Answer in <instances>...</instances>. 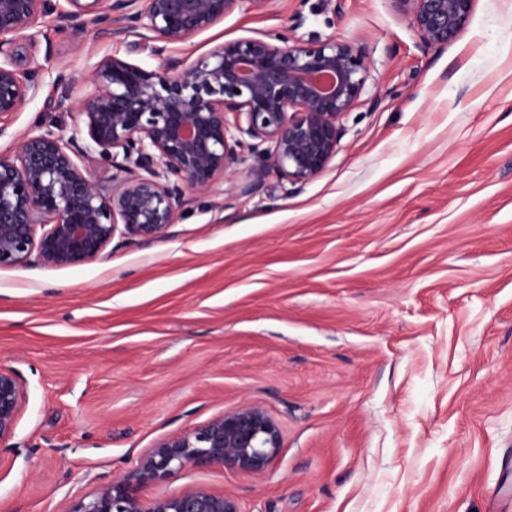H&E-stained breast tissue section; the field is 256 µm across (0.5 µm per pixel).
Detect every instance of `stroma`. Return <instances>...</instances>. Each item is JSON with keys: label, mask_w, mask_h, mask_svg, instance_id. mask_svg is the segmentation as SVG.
<instances>
[{"label": "stroma", "mask_w": 512, "mask_h": 512, "mask_svg": "<svg viewBox=\"0 0 512 512\" xmlns=\"http://www.w3.org/2000/svg\"><path fill=\"white\" fill-rule=\"evenodd\" d=\"M52 3L42 88L0 118L2 154L38 124L90 145L73 105L96 64L164 62L152 42L76 30ZM278 32L366 57L321 174L293 190L273 172L250 196L220 181L188 193L164 239L0 269V366L27 389L0 512H69L159 440L245 402L281 429L265 473L189 467L146 496L512 512V0H475L442 46L392 0L244 2L169 55Z\"/></svg>", "instance_id": "obj_1"}]
</instances>
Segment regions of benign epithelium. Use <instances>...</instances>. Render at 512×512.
I'll list each match as a JSON object with an SVG mask.
<instances>
[{
  "mask_svg": "<svg viewBox=\"0 0 512 512\" xmlns=\"http://www.w3.org/2000/svg\"><path fill=\"white\" fill-rule=\"evenodd\" d=\"M82 30L185 43L224 19L242 0H64ZM429 45H444L469 22L475 0H391ZM50 0H0V117L40 90L45 65L35 49ZM368 74L349 42L303 43L286 34L245 38L186 65L166 59L145 70L102 58L76 103L91 145L82 148L51 126L23 135L0 155V268L73 267L102 257L113 238L158 240L185 205L186 190H211L244 154L272 145L238 188L255 193L275 170L303 185L336 155L340 118L358 103ZM112 167V185L95 178ZM26 386L0 367V453L10 450ZM282 448L279 424L262 406L243 403L196 429L158 441L129 473L101 484L70 512H240L237 500L205 486L148 498L144 488L188 466L265 472Z\"/></svg>",
  "mask_w": 512,
  "mask_h": 512,
  "instance_id": "1",
  "label": "benign epithelium"
}]
</instances>
